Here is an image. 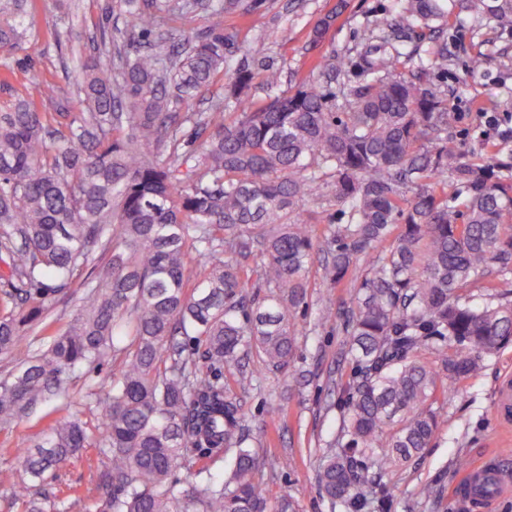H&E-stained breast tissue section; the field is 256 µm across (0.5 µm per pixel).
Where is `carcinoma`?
Listing matches in <instances>:
<instances>
[{
    "label": "carcinoma",
    "mask_w": 512,
    "mask_h": 512,
    "mask_svg": "<svg viewBox=\"0 0 512 512\" xmlns=\"http://www.w3.org/2000/svg\"><path fill=\"white\" fill-rule=\"evenodd\" d=\"M210 10L185 51L90 57L77 81L80 111L40 112L25 99L0 114V261L8 290L0 355V427L66 398L69 380L122 357L119 377L90 394L92 434L79 414L54 419L23 450L14 491L25 512H268L256 478L266 461L245 415L224 391V366L256 353L280 371L297 348L318 246L341 285L365 264L342 325L353 373L335 406L341 426L324 448L321 496L340 512H382L386 477L434 440L433 404L512 338V157H462L448 138V70L440 42L411 64L414 32L448 26V0H395L371 41L280 89L281 72L233 60L224 15L244 0H120L126 32L155 34L161 14ZM473 18L512 30V0H460ZM21 22L0 18V51L22 47ZM347 76L331 89L336 71ZM224 97L207 112H173L218 74ZM268 94L246 98L255 79ZM192 125L200 148L183 150ZM460 191L448 193V183ZM341 222L318 240L300 206L323 190ZM259 259L244 270L241 259ZM206 274L190 282L188 259ZM106 270L94 273L99 259ZM495 276L493 300L472 289ZM83 288L77 314L34 351L56 297ZM204 349L208 370L194 360ZM433 355L429 360L425 354ZM93 448L97 496L57 501L45 486ZM232 455L225 477L182 482L179 468Z\"/></svg>",
    "instance_id": "carcinoma-1"
}]
</instances>
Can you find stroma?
Segmentation results:
<instances>
[{"mask_svg": "<svg viewBox=\"0 0 512 512\" xmlns=\"http://www.w3.org/2000/svg\"><path fill=\"white\" fill-rule=\"evenodd\" d=\"M117 0H27V31L22 48L0 53V112L18 98L36 101L43 112L54 104L41 101L39 87L55 83L61 97L73 98L78 63L94 55H108L113 43L128 54L154 48V40L129 39ZM243 14H228L224 26L237 30L241 44L250 46L282 74L283 86L311 75L314 66L350 48L365 43L371 22L386 17L391 0H248ZM334 21L320 42L311 33L325 16ZM444 39L448 43V71L438 83L448 94V133L463 157L480 154L488 162L512 155V32L499 29L492 20H477L460 14L450 22ZM482 55L484 64L472 71L471 59ZM495 115V129H486L481 113ZM324 253H316L309 268L307 297L296 313L300 329L297 350L290 369L272 373L252 358L245 367L256 380L245 386L236 368L225 367L224 389L242 407L263 458L291 459L285 470L263 468L270 504L289 494L293 512H331L316 487V472L323 443L338 425L331 407L337 386L352 373V363L343 350L340 313L346 312L365 275L357 268L353 277L337 286L326 278ZM330 304L333 316L319 319L320 308ZM119 360L83 373L71 383L64 411L80 413L89 426L97 421L87 407V396L105 390L120 373ZM512 375V341L485 361L477 377L457 383L447 398L438 399L440 430L420 459L390 473V512H459L451 494L461 473L458 459L475 462L484 456L512 465V430L500 429L496 390L502 377ZM42 414L0 429V512H24L14 501L12 488L23 471L21 448L30 445L46 425ZM433 487L432 497H420L421 487ZM94 492V471L86 458L69 460L48 488L50 495L64 497L70 491Z\"/></svg>", "mask_w": 512, "mask_h": 512, "instance_id": "obj_1", "label": "stroma"}]
</instances>
